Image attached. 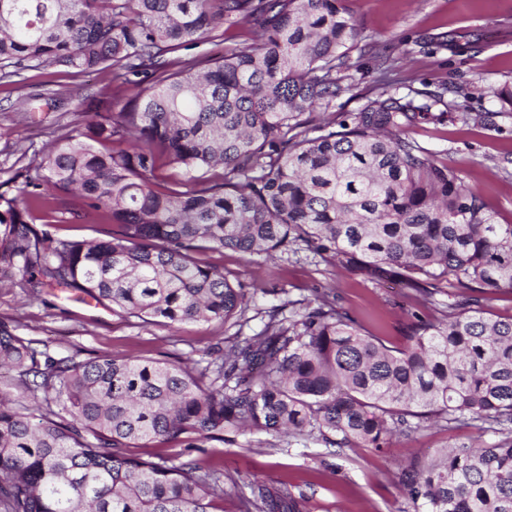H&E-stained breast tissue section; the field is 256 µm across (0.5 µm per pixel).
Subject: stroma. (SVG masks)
<instances>
[{"mask_svg": "<svg viewBox=\"0 0 512 512\" xmlns=\"http://www.w3.org/2000/svg\"><path fill=\"white\" fill-rule=\"evenodd\" d=\"M345 5L357 21L360 41L351 53V89L337 100L336 111H357L385 68L394 93L438 96L414 138L481 192L498 223L512 224V108L490 93L512 82V0H345ZM451 32L456 44H442V36ZM125 93L111 74L100 71L72 76L47 67L28 71L23 84L1 81L0 192L14 195L11 169L33 162L27 147H45L62 126L79 119L83 97L110 105ZM477 112L493 113L492 123L475 121ZM197 259L223 268L230 283L244 286L248 307L241 317L226 323H145L74 290L35 294L2 282L0 320L57 358L178 357L203 366L216 357L225 338L259 331L273 306L303 301L315 288L331 291L367 332L395 345L402 343L413 316L435 321L448 309L447 293L426 303L400 285H377L289 251L248 262L230 249L203 251ZM479 434L472 425L435 426L394 437L379 452L343 448L332 457L318 437L296 442L228 428L223 440L200 448L151 442L137 453L171 464L190 460L224 473L219 512H238L241 493L254 481L288 493L297 512H400L404 491L398 472L411 449L431 451Z\"/></svg>", "mask_w": 512, "mask_h": 512, "instance_id": "stroma-1", "label": "stroma"}]
</instances>
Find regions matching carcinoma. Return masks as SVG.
Instances as JSON below:
<instances>
[{"label": "carcinoma", "mask_w": 512, "mask_h": 512, "mask_svg": "<svg viewBox=\"0 0 512 512\" xmlns=\"http://www.w3.org/2000/svg\"><path fill=\"white\" fill-rule=\"evenodd\" d=\"M344 0H0V81L43 67L109 70L132 96L69 129L0 194V281L74 289L129 317L227 322L244 289L200 249L249 259L292 248L406 281L448 315L414 316L401 346L364 331L328 293L269 311L206 366L109 355L55 359L0 321V368L26 403L0 399V512H212L221 476L132 455L146 441L223 440L224 429L341 449L474 424L482 438L412 455L401 512H512V224L412 137L431 105L386 88L324 118L344 93L356 20ZM209 43L188 60L170 54ZM146 75V87L131 77ZM166 167L177 177L163 176ZM73 215L100 237L30 223ZM262 485L239 512H277ZM484 308L494 317L508 318L512 316V291L504 289L487 295Z\"/></svg>", "instance_id": "obj_1"}]
</instances>
